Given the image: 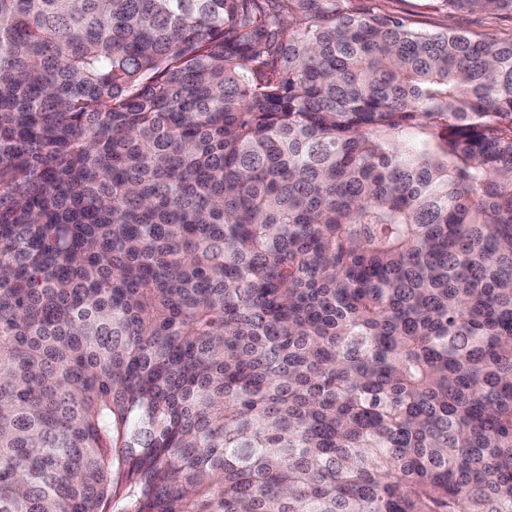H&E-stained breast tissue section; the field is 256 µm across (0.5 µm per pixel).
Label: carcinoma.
Wrapping results in <instances>:
<instances>
[{
  "instance_id": "1",
  "label": "carcinoma",
  "mask_w": 512,
  "mask_h": 512,
  "mask_svg": "<svg viewBox=\"0 0 512 512\" xmlns=\"http://www.w3.org/2000/svg\"><path fill=\"white\" fill-rule=\"evenodd\" d=\"M0 512H512V38L0 0Z\"/></svg>"
}]
</instances>
